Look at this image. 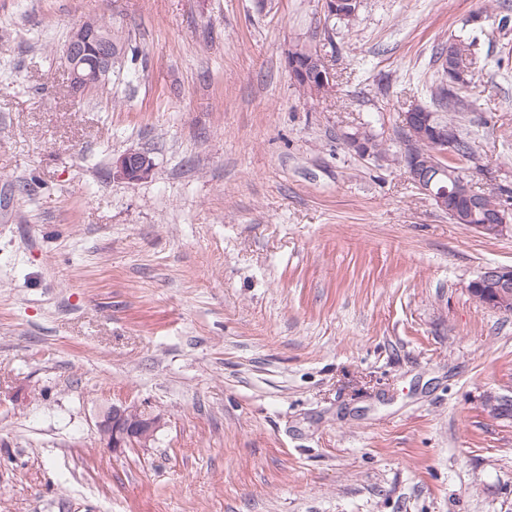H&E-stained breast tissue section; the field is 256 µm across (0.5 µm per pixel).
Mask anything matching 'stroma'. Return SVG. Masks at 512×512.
Instances as JSON below:
<instances>
[{
	"mask_svg": "<svg viewBox=\"0 0 512 512\" xmlns=\"http://www.w3.org/2000/svg\"><path fill=\"white\" fill-rule=\"evenodd\" d=\"M87 18L126 39L108 96L59 56ZM459 37L468 174L512 185V0H0V512H512V313L468 291L512 229L394 159ZM132 147L152 172L113 176ZM121 403L166 425L116 456ZM321 2L327 17L336 18L338 21L352 19L359 7L358 0H322Z\"/></svg>",
	"mask_w": 512,
	"mask_h": 512,
	"instance_id": "stroma-1",
	"label": "stroma"
}]
</instances>
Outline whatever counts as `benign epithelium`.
<instances>
[{
	"mask_svg": "<svg viewBox=\"0 0 512 512\" xmlns=\"http://www.w3.org/2000/svg\"><path fill=\"white\" fill-rule=\"evenodd\" d=\"M324 13L329 18L336 16L351 19L355 16L359 0H322ZM120 54L112 30L103 28L94 19L88 18L76 25L62 51V59L70 75L71 89L80 94L98 83L112 69V62ZM306 70L310 79L322 84L332 81V74L325 66L321 55L312 56ZM402 126L413 137L421 139L431 148V154L451 156L455 151V135L448 127L435 120V114L415 109L402 113ZM153 162L148 154L130 148L113 164L114 174L123 179L138 180L150 174ZM405 171L410 180L425 195L431 197L437 207L448 209V197L466 203L471 211L483 213V223L477 229L486 235H497L508 223L509 205L501 204L495 209L485 206L489 192H475L464 178L454 179L449 171L429 169L423 156L408 161ZM469 292L484 307L503 313L512 312V266H489L469 285ZM165 419L160 414H148L136 405H114L99 415L97 428L107 447L114 453L122 451L130 441L146 446L154 440L164 427Z\"/></svg>",
	"mask_w": 512,
	"mask_h": 512,
	"instance_id": "obj_1",
	"label": "benign epithelium"
}]
</instances>
